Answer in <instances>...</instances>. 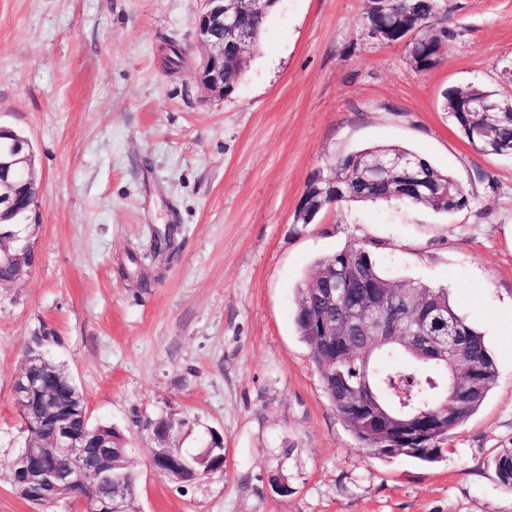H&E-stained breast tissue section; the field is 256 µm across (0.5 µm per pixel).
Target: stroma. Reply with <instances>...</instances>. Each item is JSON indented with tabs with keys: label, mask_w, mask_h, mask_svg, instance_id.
I'll use <instances>...</instances> for the list:
<instances>
[{
	"label": "stroma",
	"mask_w": 512,
	"mask_h": 512,
	"mask_svg": "<svg viewBox=\"0 0 512 512\" xmlns=\"http://www.w3.org/2000/svg\"><path fill=\"white\" fill-rule=\"evenodd\" d=\"M443 60L417 72L366 26L365 0H278L235 92L192 68L203 0H0V124L33 144L43 190L22 221L34 260L0 287V512H72L13 489L24 446L14 383L35 336L132 449L136 512H512L494 460L512 448V154L473 150L451 87L512 98V0H439ZM191 66L164 71L166 40ZM409 148L453 175L456 213L397 202L296 223L313 175L366 147ZM175 225L161 266L152 227ZM370 245L380 270L447 289L498 366L483 405L433 463L362 449L295 325L319 258ZM157 268L133 288L119 268ZM188 420L181 446L224 438V467L179 488L149 467L148 429Z\"/></svg>",
	"instance_id": "stroma-1"
}]
</instances>
